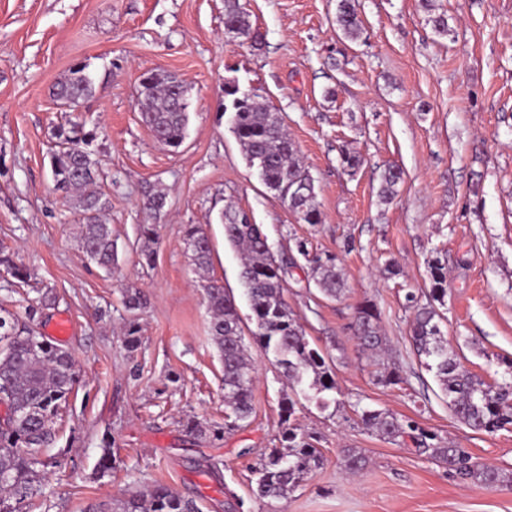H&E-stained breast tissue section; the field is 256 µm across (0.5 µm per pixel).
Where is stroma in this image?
Segmentation results:
<instances>
[{"mask_svg": "<svg viewBox=\"0 0 512 512\" xmlns=\"http://www.w3.org/2000/svg\"><path fill=\"white\" fill-rule=\"evenodd\" d=\"M438 33L422 0H356L358 38L336 23L337 0H239L246 38L224 29V0H0V256L22 264L14 287L0 265V301L24 312L25 294L55 296L37 314L49 334L71 325L64 347L80 382L50 454L43 493L22 512H86L124 493L163 484L201 502L203 512H512V485L461 480L410 438L388 441L364 427L359 409L389 411L512 474V427L495 432L459 422L435 376L410 343L413 303L430 300L427 261L448 269L440 312L448 348L486 381L512 360V0H433ZM88 65L93 95L77 107L54 87ZM176 75L189 88L188 134L178 151L160 145L136 99L146 72ZM258 95L277 113L314 179L317 224L267 189L225 112L227 83ZM93 135L104 215L118 264L106 271L84 254L81 215L57 191L49 152L68 123ZM363 159L355 174L343 151ZM398 192L378 190L387 168ZM165 193L159 220L144 203ZM260 224L273 253L295 260L285 299L310 344L329 355L335 402L300 400L292 424L317 439L322 465L288 499L259 498L254 473L277 446L288 380L257 344L253 414L223 440L187 434L186 419L224 421L223 366L183 227L204 225L213 250L208 276L234 296L244 333L251 318L239 252L224 239L227 209ZM156 223L152 261L140 254V227ZM338 256L346 291L324 297L296 250ZM141 289L130 311L123 291ZM373 305L384 353L354 335L359 306ZM138 328L136 350L125 328ZM399 368L395 385L381 377ZM111 432L115 466L100 472L101 438ZM367 459L344 467L347 449ZM215 463L217 474L199 469Z\"/></svg>", "mask_w": 512, "mask_h": 512, "instance_id": "35a3bbf8", "label": "stroma"}]
</instances>
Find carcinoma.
Segmentation results:
<instances>
[{"instance_id": "obj_1", "label": "carcinoma", "mask_w": 512, "mask_h": 512, "mask_svg": "<svg viewBox=\"0 0 512 512\" xmlns=\"http://www.w3.org/2000/svg\"><path fill=\"white\" fill-rule=\"evenodd\" d=\"M337 22L344 35L354 39L361 32L353 0H339ZM224 28L241 37L250 35L248 16L225 0ZM94 92V80L87 66L78 65L58 83L55 97L69 105ZM188 89L178 77L155 73L147 85L140 86L137 105L143 123L162 137L164 145L178 148L183 143L188 124ZM228 108L234 109L233 133L249 163L264 170L263 183L274 191L292 212L306 224L321 220L316 204L314 181L300 161L294 142L289 138L275 113L256 98H246L233 105L237 94L225 92ZM88 136L80 137L73 128L61 127L56 133L51 172L57 190L70 196L74 208L82 213V248L101 268L110 271L115 262L112 229L100 216L104 208L97 190L100 171L88 151ZM224 239L242 250L244 262L240 279L245 287L256 331L252 335L275 365L317 403L328 406V395L336 391L333 368L326 357L310 347L302 325L284 298L288 266L275 259L260 225L243 211L223 214ZM194 270L206 284L210 330L219 359L224 364V425L203 428L194 419L185 422L187 432L209 435L214 440L247 422L252 413L255 369L248 355L240 317L234 297L205 277L211 258V240L195 224L184 230ZM297 251L310 263L312 279L320 292L330 298L340 297L345 282L336 257L309 256L306 244L297 243ZM432 282V301L414 306L410 341L425 367L434 372L441 390L448 396V407L465 425L488 432L512 426V363L509 379L488 383L464 369L441 336L439 314L433 302L444 301L448 294V270L440 260L428 261ZM377 312L369 307L357 309L356 335L363 349L375 351L385 343L378 325ZM79 380L72 352L57 342L36 334L6 308L0 307V391L11 416L0 419V512H21V504L42 494L46 470L54 465L46 454L56 440V423L69 404ZM284 422L288 423L279 438V446L260 460L257 493L276 500L290 497L305 477L321 465L322 455L312 437L289 424L295 413V401L281 400ZM363 425L385 440L405 436L420 440L423 452L453 469L463 480L487 488L512 479L498 469L473 460L464 448L433 444L435 436L420 429L415 421L395 414L361 409ZM101 471L112 468V445L109 433L101 439ZM110 512H203L202 505L164 485L146 491H133L115 499Z\"/></svg>"}]
</instances>
